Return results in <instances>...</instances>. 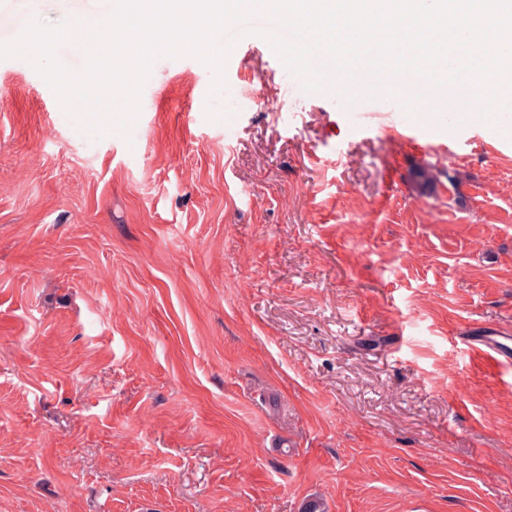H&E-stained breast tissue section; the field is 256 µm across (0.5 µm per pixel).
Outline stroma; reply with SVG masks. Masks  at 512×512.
Here are the masks:
<instances>
[{
	"instance_id": "35a3bbf8",
	"label": "stroma",
	"mask_w": 512,
	"mask_h": 512,
	"mask_svg": "<svg viewBox=\"0 0 512 512\" xmlns=\"http://www.w3.org/2000/svg\"><path fill=\"white\" fill-rule=\"evenodd\" d=\"M113 10L0 0V44ZM212 81L158 58L96 139L0 60V512H512V365L469 344L512 333V113L353 126L251 29Z\"/></svg>"
}]
</instances>
